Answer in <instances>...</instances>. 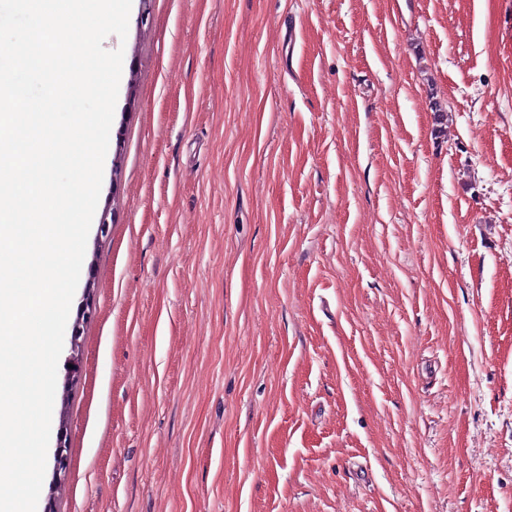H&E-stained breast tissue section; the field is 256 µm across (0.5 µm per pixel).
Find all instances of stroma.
<instances>
[{"label":"stroma","mask_w":512,"mask_h":512,"mask_svg":"<svg viewBox=\"0 0 512 512\" xmlns=\"http://www.w3.org/2000/svg\"><path fill=\"white\" fill-rule=\"evenodd\" d=\"M132 0L54 512H512V0Z\"/></svg>","instance_id":"stroma-1"}]
</instances>
